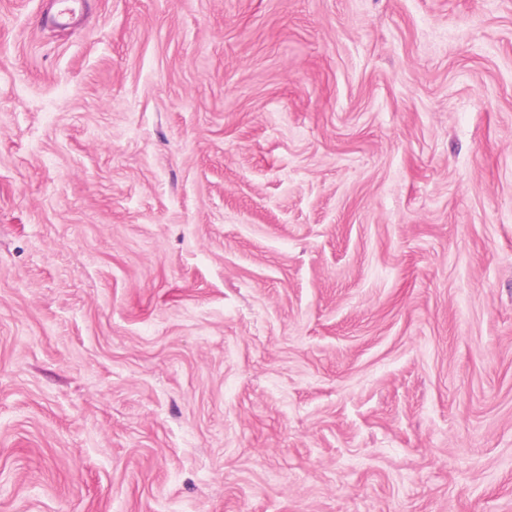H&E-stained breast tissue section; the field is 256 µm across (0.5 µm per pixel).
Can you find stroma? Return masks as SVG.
<instances>
[{"mask_svg": "<svg viewBox=\"0 0 512 512\" xmlns=\"http://www.w3.org/2000/svg\"><path fill=\"white\" fill-rule=\"evenodd\" d=\"M0 0V512H512V0ZM85 0H56L60 8L55 13L47 14L43 22L49 26H66L72 24L81 10Z\"/></svg>", "mask_w": 512, "mask_h": 512, "instance_id": "1", "label": "stroma"}]
</instances>
